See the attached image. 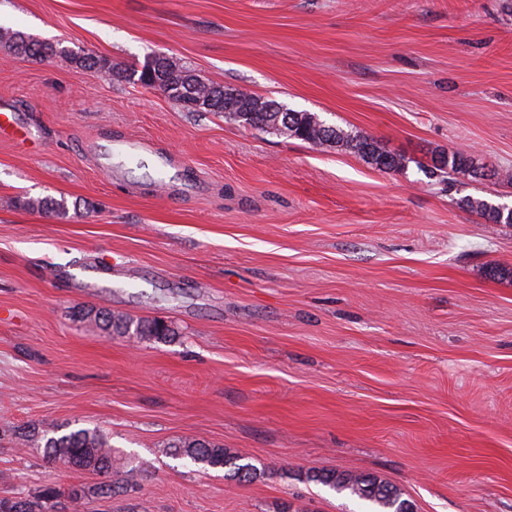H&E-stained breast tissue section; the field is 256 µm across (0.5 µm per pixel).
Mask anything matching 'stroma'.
I'll return each mask as SVG.
<instances>
[{
  "instance_id": "obj_1",
  "label": "stroma",
  "mask_w": 512,
  "mask_h": 512,
  "mask_svg": "<svg viewBox=\"0 0 512 512\" xmlns=\"http://www.w3.org/2000/svg\"><path fill=\"white\" fill-rule=\"evenodd\" d=\"M0 27L117 69L173 57L406 160L381 171L0 46V99L38 132L0 140V496L94 484L15 442L46 423L100 430L145 471L97 512H370L310 481L323 469L416 512H512V225L462 204L512 205V182L426 174L456 149L512 170V0H0ZM122 141L150 149L106 175ZM81 306L180 334L105 337ZM185 439L256 477L173 456ZM24 208L38 210L53 214L58 218H65L67 215V205L64 200L54 198H24L20 201ZM309 479L337 491L349 490L383 509L381 512H415L412 503L402 497L396 486L371 474L353 475L329 470L314 472Z\"/></svg>"
}]
</instances>
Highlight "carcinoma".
<instances>
[{
    "label": "carcinoma",
    "instance_id": "carcinoma-1",
    "mask_svg": "<svg viewBox=\"0 0 512 512\" xmlns=\"http://www.w3.org/2000/svg\"><path fill=\"white\" fill-rule=\"evenodd\" d=\"M0 43L19 55L38 59L65 53L58 44L34 40L20 31L0 30ZM70 59L86 69L112 71L109 61L90 53L72 54ZM127 78L144 86L151 80L159 83V89L166 93L167 98L187 112H222L224 117L248 128L299 139L313 146L350 150L382 171L405 167L402 157L386 151L367 135L328 125L310 112H285L280 103L247 91L226 89L214 83L203 86L201 79L184 66L178 63L167 65L157 56L141 69L132 71ZM484 170L485 166L477 164L469 152L455 150L435 158L429 173L462 174L481 179ZM21 205L58 218L67 215L66 202L54 198H25ZM466 205L488 223L512 225V208L506 205L479 199H468ZM94 312L99 317L92 321V325L109 336H122L143 343L167 342L179 335L177 328L163 320L132 317L103 307L86 308L83 314ZM59 429L58 425L34 426L19 437V443L43 449V457L51 465L81 469L97 476L99 481L91 486H71L65 491L45 486L26 498L0 497V512H55V507L63 499L70 503L72 512H80L95 499L125 496L141 486L143 471L138 467L117 465L112 446L102 433L79 429L61 434ZM174 455L213 468L227 467L229 476L239 481H248L255 476V469L248 463H240V456L222 445L204 440H183L174 446ZM309 479L337 491L348 490L383 512H415L412 503L402 497L396 486L371 474L353 475L329 470L315 472Z\"/></svg>",
    "mask_w": 512,
    "mask_h": 512
}]
</instances>
